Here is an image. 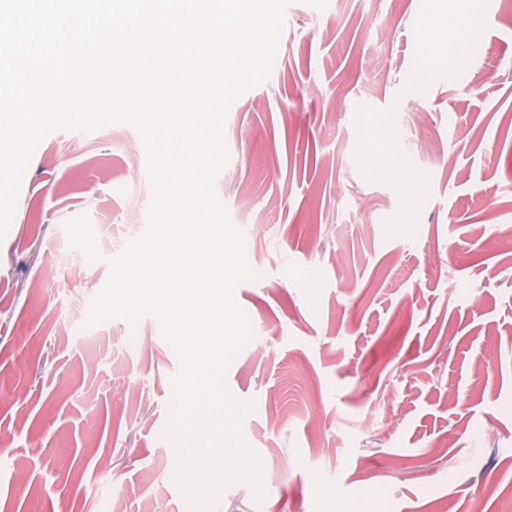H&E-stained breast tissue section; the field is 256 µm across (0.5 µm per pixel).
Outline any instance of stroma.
Segmentation results:
<instances>
[{"label":"stroma","instance_id":"obj_1","mask_svg":"<svg viewBox=\"0 0 512 512\" xmlns=\"http://www.w3.org/2000/svg\"><path fill=\"white\" fill-rule=\"evenodd\" d=\"M419 7L293 0L269 79L227 114L216 191L260 277L235 289L254 337L225 381L253 404L264 496L233 483L219 512H512V0H488L458 76L407 94ZM362 105L395 108L428 176L413 235H387L400 196L356 161ZM149 201L131 126L32 156L0 240V512H188L158 321L82 327Z\"/></svg>","mask_w":512,"mask_h":512}]
</instances>
